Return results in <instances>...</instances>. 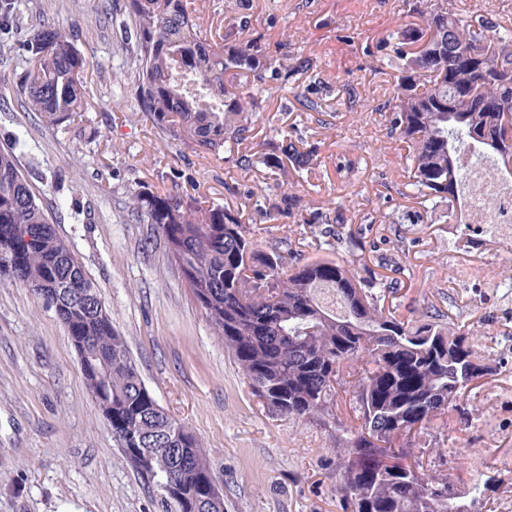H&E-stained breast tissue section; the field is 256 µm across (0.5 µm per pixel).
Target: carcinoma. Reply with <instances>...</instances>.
<instances>
[{"label": "carcinoma", "mask_w": 512, "mask_h": 512, "mask_svg": "<svg viewBox=\"0 0 512 512\" xmlns=\"http://www.w3.org/2000/svg\"><path fill=\"white\" fill-rule=\"evenodd\" d=\"M420 22L397 33L393 125L406 144L414 186L423 201L459 196V157L474 150L498 165L512 157V122L497 108L512 100V37L489 34L481 14L455 15L443 0L415 6ZM137 47L134 97L162 132L218 156L245 140L262 105L265 80L285 85L314 62L279 63L258 45L239 41L244 20L221 41L203 37L185 0H129ZM25 107L47 124L75 122L85 110L89 62L74 39L38 28L27 39ZM252 75L255 83L225 82ZM15 140L0 149V279L29 288L67 329L77 353L89 346L96 368L84 375L110 419L123 456L160 488L172 462L191 482L165 494L175 512H224L201 443L167 422L142 383L125 340L112 328L96 284L36 202L21 173ZM279 155L300 172L313 154L292 140ZM131 209L161 234L165 249L252 393L275 412L314 420L339 433L336 492L349 512H478L486 487L463 490L429 475L408 432L423 431L456 409L457 400L494 367L453 323L411 326L385 310L381 279L358 277L339 263L286 266L263 252L237 215L220 204L167 194H137ZM361 371L347 386L343 372ZM352 396L360 425L345 423L340 393Z\"/></svg>", "instance_id": "obj_1"}]
</instances>
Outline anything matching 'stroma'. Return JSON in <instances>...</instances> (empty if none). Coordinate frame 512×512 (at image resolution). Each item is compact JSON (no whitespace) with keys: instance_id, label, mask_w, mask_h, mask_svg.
I'll return each mask as SVG.
<instances>
[{"instance_id":"35a3bbf8","label":"stroma","mask_w":512,"mask_h":512,"mask_svg":"<svg viewBox=\"0 0 512 512\" xmlns=\"http://www.w3.org/2000/svg\"><path fill=\"white\" fill-rule=\"evenodd\" d=\"M128 0H0V148L24 140L23 175L101 291L114 330L158 404L200 440L224 512H343L331 432L278 415L238 365L167 255L130 208L169 192L239 212L260 250L287 264L328 260L387 284L384 305L417 326L468 329L496 371L465 393L447 425H429L424 462L456 485L495 477L482 512L512 497V249L468 230V216L426 211L392 126L395 36L416 17L404 0H193L212 40L240 39L290 64L314 60L287 89L268 81L249 138L215 158L165 136L132 94L137 52ZM74 34L89 61L87 134L21 108L16 56L29 32ZM314 154L295 173L263 164L283 137ZM297 196L307 217L274 211ZM343 240L319 245L324 216ZM161 489L123 456L90 395L65 326L23 285L0 282V512H166Z\"/></svg>"}]
</instances>
